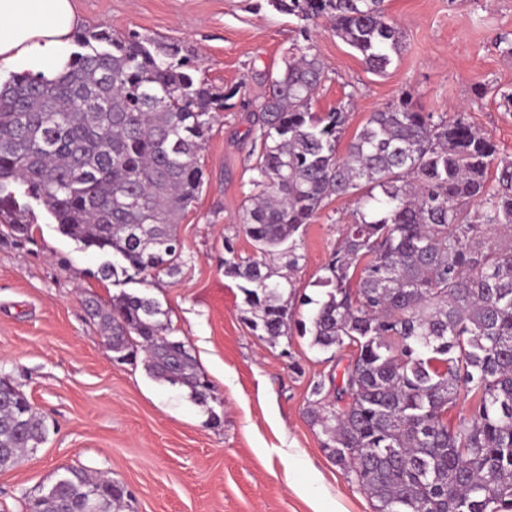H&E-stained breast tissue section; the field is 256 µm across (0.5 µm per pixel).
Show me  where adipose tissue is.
<instances>
[{"label":"adipose tissue","mask_w":512,"mask_h":512,"mask_svg":"<svg viewBox=\"0 0 512 512\" xmlns=\"http://www.w3.org/2000/svg\"><path fill=\"white\" fill-rule=\"evenodd\" d=\"M76 25L71 0H0V70L59 75Z\"/></svg>","instance_id":"ef3b65f1"}]
</instances>
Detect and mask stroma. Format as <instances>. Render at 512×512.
Returning <instances> with one entry per match:
<instances>
[{
	"label": "stroma",
	"instance_id": "35a3bbf8",
	"mask_svg": "<svg viewBox=\"0 0 512 512\" xmlns=\"http://www.w3.org/2000/svg\"><path fill=\"white\" fill-rule=\"evenodd\" d=\"M79 25L105 24L182 42L199 75L237 88L201 152L205 184L177 225V273L148 282L100 279L104 255L63 236L42 206L33 237L0 241V374L13 376L50 433L36 453L0 471V512H20L62 469L80 466L132 492L130 512H374L371 499L323 450L302 411L310 383L330 363L309 337L271 345L243 320V296L224 275V239L237 236L253 148L249 104L264 95L296 46L309 43L326 79L318 113L346 112L353 135L371 112L408 93L424 111L464 114L512 158V59L496 39L512 34V0H386L404 47L385 74L326 22L302 39L291 16L265 0H73ZM354 199L330 203L299 240L298 294L320 298L316 281ZM157 300L172 339L186 342L215 387L207 406L186 389L112 359L84 310L85 297L120 292ZM300 371H293L291 362ZM218 423H210L211 415Z\"/></svg>",
	"mask_w": 512,
	"mask_h": 512
}]
</instances>
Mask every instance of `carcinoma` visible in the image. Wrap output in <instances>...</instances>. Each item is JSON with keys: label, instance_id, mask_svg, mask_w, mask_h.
Wrapping results in <instances>:
<instances>
[{"label": "carcinoma", "instance_id": "cac0c4a2", "mask_svg": "<svg viewBox=\"0 0 512 512\" xmlns=\"http://www.w3.org/2000/svg\"><path fill=\"white\" fill-rule=\"evenodd\" d=\"M298 20L324 19L382 74L403 31L385 0H266ZM64 74L13 73L0 81V239L31 238L35 216L15 186L58 231L112 256L103 279L145 280L178 270L175 227L204 184L200 153L213 114L238 89L197 76L177 40L104 24L76 29ZM325 78L319 57L293 54L252 102L250 193L239 230L253 253L224 238V276L238 281L244 321L275 345L293 330L340 363L310 384L304 416L321 446L374 502L375 512H500L512 506V160L463 117L420 110L408 95L371 113L347 145V115L311 111ZM354 197L316 286L295 300L298 238L333 200ZM311 306L308 320L296 305ZM108 333L113 360L143 364L154 380L185 387L198 404L214 385L190 347L166 335L159 303L125 291L84 301ZM469 417L448 425L460 389ZM49 428L20 385L0 375V471L47 441ZM123 484L69 467L25 512H122Z\"/></svg>", "mask_w": 512, "mask_h": 512}]
</instances>
